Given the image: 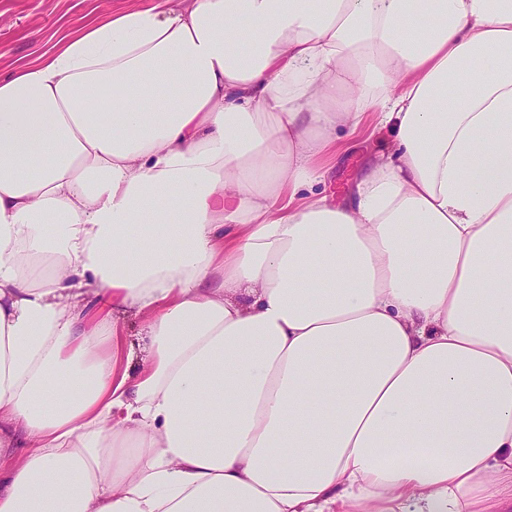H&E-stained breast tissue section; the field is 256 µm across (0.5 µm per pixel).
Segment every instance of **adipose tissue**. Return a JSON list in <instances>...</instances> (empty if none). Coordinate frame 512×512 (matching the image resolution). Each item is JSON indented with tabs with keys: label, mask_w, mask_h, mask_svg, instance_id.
<instances>
[{
	"label": "adipose tissue",
	"mask_w": 512,
	"mask_h": 512,
	"mask_svg": "<svg viewBox=\"0 0 512 512\" xmlns=\"http://www.w3.org/2000/svg\"><path fill=\"white\" fill-rule=\"evenodd\" d=\"M0 512H512V0H153L0 78ZM391 146L392 136L388 133H377L372 137L352 140L350 148L336 159L326 179L314 185V191L327 196L333 203L343 202L354 187L366 162L375 155L389 152Z\"/></svg>",
	"instance_id": "ef3b65f1"
}]
</instances>
